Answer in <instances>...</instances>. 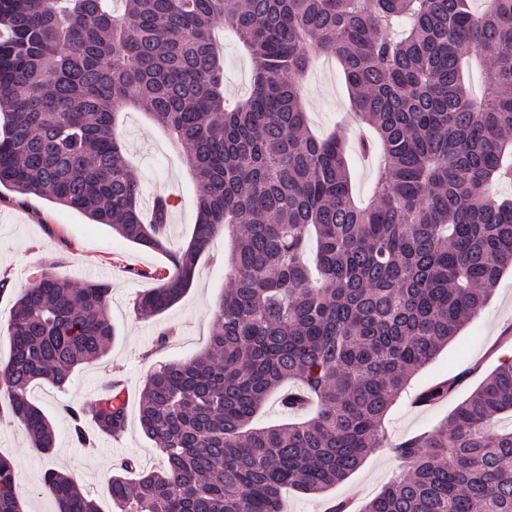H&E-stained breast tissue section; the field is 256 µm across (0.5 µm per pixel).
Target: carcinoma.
I'll use <instances>...</instances> for the list:
<instances>
[{"label": "carcinoma", "instance_id": "cac0c4a2", "mask_svg": "<svg viewBox=\"0 0 512 512\" xmlns=\"http://www.w3.org/2000/svg\"><path fill=\"white\" fill-rule=\"evenodd\" d=\"M0 0V187L75 210L166 255L135 312L184 295L230 228L232 275L208 348L153 366L144 436L165 458H127L108 478L112 512H282L283 489L322 494L386 444L384 420L420 370L484 307L512 268V0ZM253 63L246 98L224 97L216 28ZM493 55L488 92L465 83ZM341 66L372 138V195L353 193L344 137L316 136L302 100L320 55ZM167 130L196 180L193 235L173 249L170 197L143 213L112 129L117 104ZM107 283L45 274L14 298L0 341V417L48 454L51 419L29 399L104 358L116 339ZM303 419L251 422L286 383ZM457 381L420 393L442 400ZM76 444L126 427L117 382L62 407ZM512 361L435 430L395 448L402 471L359 512H512ZM58 512H100L65 473ZM15 459L0 455V512H22Z\"/></svg>", "mask_w": 512, "mask_h": 512}]
</instances>
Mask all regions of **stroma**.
<instances>
[{"mask_svg":"<svg viewBox=\"0 0 512 512\" xmlns=\"http://www.w3.org/2000/svg\"><path fill=\"white\" fill-rule=\"evenodd\" d=\"M224 92L238 97L249 92L251 61L235 38L222 36ZM309 123L313 131L326 134L334 128L350 130L349 96L335 61L320 57L303 86ZM116 136L132 164L144 196L162 190L175 197L170 214L169 238L173 247L186 245L197 220L194 182L182 156L168 136L144 113L124 108ZM231 239H215L198 264L190 289L168 311L157 317L135 313L137 296L150 288L149 280L134 276L137 268H162L164 254L126 241L111 228L89 221L80 213L45 199L19 197L0 188V276H8L17 290L52 274L74 285L103 281L112 287L110 311L117 331L108 355L75 374L66 391L42 383L31 391L32 401L51 417L55 448L43 455L31 448L25 434L8 422L0 423V453L15 458L20 484L26 492L23 512H57L54 498L43 489L47 470L72 477L81 490L94 498L102 512H110L107 481L125 458L137 457L142 469H160L161 458L144 437L139 425V403L145 377L155 362L184 361L204 351L212 331L211 312L230 276L225 258ZM177 328L175 338L157 349L158 334ZM512 338V273H506L489 303L455 336L447 348L409 381L406 395L388 412L384 427L388 447L368 454L362 466L346 481L320 496L287 490L284 512H328L331 501L369 499L401 470L391 447L413 435L436 428L439 422L496 368L498 350ZM458 378L453 393L432 405L414 407L410 400L438 381ZM120 379L126 395L127 426L118 437L100 439L94 451L79 448L70 438L63 404L98 393L109 380Z\"/></svg>","mask_w":512,"mask_h":512,"instance_id":"stroma-1","label":"stroma"}]
</instances>
